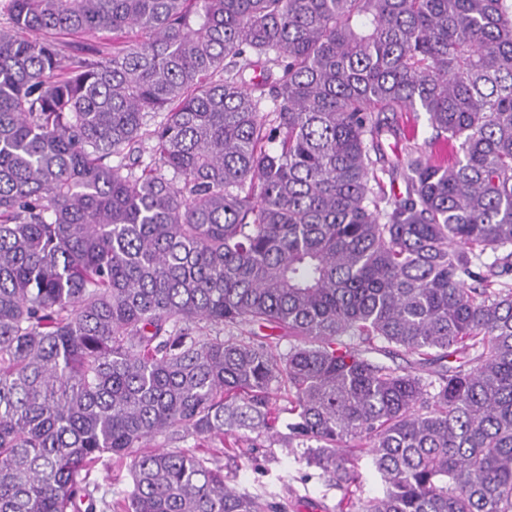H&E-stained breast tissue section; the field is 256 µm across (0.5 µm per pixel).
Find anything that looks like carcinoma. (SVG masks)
Listing matches in <instances>:
<instances>
[{
	"label": "carcinoma",
	"instance_id": "carcinoma-1",
	"mask_svg": "<svg viewBox=\"0 0 512 512\" xmlns=\"http://www.w3.org/2000/svg\"><path fill=\"white\" fill-rule=\"evenodd\" d=\"M4 5L0 512H272L144 447L282 388L339 512H512V0ZM354 465L359 474L360 488L357 497L360 498V502L382 495L384 485L374 470L370 458L367 456L360 457L354 461ZM91 481L100 487L95 496L100 497L103 491L108 490L112 492V502L122 499L132 489L128 467L117 466L115 463H112V469L99 465L92 473Z\"/></svg>",
	"mask_w": 512,
	"mask_h": 512
}]
</instances>
